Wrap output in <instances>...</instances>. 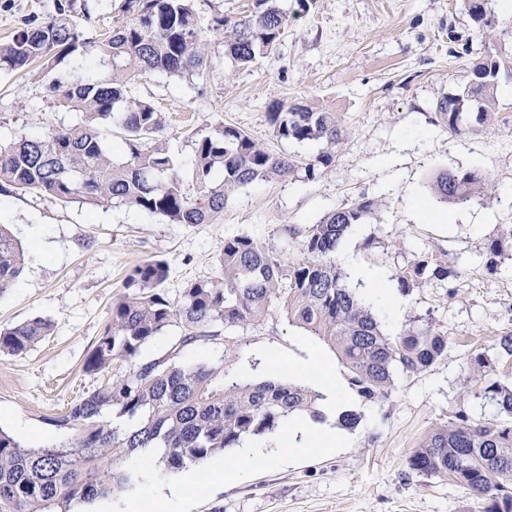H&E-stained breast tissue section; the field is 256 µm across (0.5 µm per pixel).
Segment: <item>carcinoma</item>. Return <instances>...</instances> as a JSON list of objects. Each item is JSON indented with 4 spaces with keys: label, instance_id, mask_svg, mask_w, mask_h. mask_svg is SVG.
I'll return each instance as SVG.
<instances>
[{
    "label": "carcinoma",
    "instance_id": "1",
    "mask_svg": "<svg viewBox=\"0 0 512 512\" xmlns=\"http://www.w3.org/2000/svg\"><path fill=\"white\" fill-rule=\"evenodd\" d=\"M479 24L484 55L463 91L435 106V123L454 134L472 123L490 125L496 116L499 75L512 72L492 36L496 28L489 0H466ZM129 20L104 37H84L75 0H56L55 13L33 18L11 40L0 43V71L22 70L34 62L51 72L76 52L90 55L89 73L54 77L48 96L82 113L74 125L0 144V192L46 193L67 202L77 196L98 205L117 203L170 224H212L229 195L248 184L295 174L291 156H277L243 131L226 126L194 140L197 194L182 187L179 168L160 139L163 116L146 102L126 96L128 83L145 74L203 75L206 34L227 31L224 56L246 68L275 51L288 22L278 0H253L249 14L231 20L219 14L206 21L195 0H124ZM281 140L323 145L305 164L311 179L331 167L344 116L307 104L278 106L268 113ZM123 131V159L106 144L107 127ZM442 202L464 203L483 195V179L472 172L442 171L430 184ZM374 202L360 199L338 206L316 224L282 229L278 248L248 236L224 239L219 274L190 282L172 300L163 285L164 260L154 257L134 267L124 293L112 304L111 320L94 342L84 370L99 374L121 361L125 372L73 401L50 419L63 438L26 448L0 430V512H75L114 492L135 489L142 474L128 466L142 449L158 452L163 470L176 473L205 467L245 437L283 431L285 421L305 413L325 419L322 395L296 379H245L238 369L244 353L242 332L279 318L328 348L347 370L362 398H385L399 374L418 375L448 352V337L428 322L392 336L372 304L347 288L336 260L339 244L372 213ZM298 239L305 257L287 258L288 242ZM24 265V250L0 227V294ZM404 291L449 283L461 273L448 262L417 255L395 267ZM176 335L162 353L145 357L144 348L169 329ZM50 321L36 317L0 328V353L22 355L50 335ZM221 344L217 361L190 359L188 349ZM498 417L470 420L465 410L432 430L412 452L409 468L447 479L487 501L484 512H512V382L483 388Z\"/></svg>",
    "mask_w": 512,
    "mask_h": 512
}]
</instances>
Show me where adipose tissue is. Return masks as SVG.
Here are the masks:
<instances>
[{
	"instance_id": "obj_1",
	"label": "adipose tissue",
	"mask_w": 512,
	"mask_h": 512,
	"mask_svg": "<svg viewBox=\"0 0 512 512\" xmlns=\"http://www.w3.org/2000/svg\"><path fill=\"white\" fill-rule=\"evenodd\" d=\"M294 371L323 394L327 421L316 423L305 416H294L288 419L285 432L274 439L243 441L234 461L236 470H248L256 463L273 457L292 458L312 450L332 451L344 445L345 438L336 428L335 421L346 405L334 368L322 360L313 367L296 365ZM195 483L196 476L190 471L178 473L164 486L144 483L136 496L125 503L123 512H186L184 491Z\"/></svg>"
}]
</instances>
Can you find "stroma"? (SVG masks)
<instances>
[{"label":"stroma","mask_w":512,"mask_h":512,"mask_svg":"<svg viewBox=\"0 0 512 512\" xmlns=\"http://www.w3.org/2000/svg\"><path fill=\"white\" fill-rule=\"evenodd\" d=\"M56 0H0V41L30 18L46 19ZM288 25L276 52L231 69L224 33L208 34L205 79L152 74L133 81L130 96L164 116L161 137L175 155L187 194H196L193 133L238 128L269 151L303 160L312 143L276 138L268 120L278 103H306L342 113L345 132L332 168L315 179L303 173L242 188L213 224H170L160 216L85 199L0 192V224L23 246L41 236L50 255L26 256L20 276L0 295V326L35 317L51 320L50 336L19 356L0 355V428L29 446L55 443L52 417L101 382L123 371L85 374L83 363L110 319L134 266L159 256L168 264L164 288L177 297L186 283L217 276L224 240L249 236L280 246L286 224H313L330 209L366 197L370 218L341 245L356 263L380 270L390 293L403 299L387 332L429 320L448 338L447 355L430 369L401 377L386 399L349 394L360 416L345 447L292 460L269 459L246 474L224 453L218 488H188L191 512H483L484 503L448 480L412 472L408 458L426 434L458 410L484 420L495 406L480 387L503 379L505 367L473 373L476 353L496 358L497 341L512 333V95L498 94L497 119L454 134L434 122L436 102L463 89L474 54L460 38L476 33L465 0H281ZM121 0H76L82 31L93 38L125 22ZM49 80L30 67L0 73V141L38 136L78 122V113L46 100ZM442 170L474 172L491 198L437 202L428 189ZM501 240L504 262L487 271L484 255ZM426 253L454 262L457 282L402 292L394 277L398 254ZM246 354L262 358L267 374L285 376L296 362L329 350L287 323L248 330Z\"/></svg>","instance_id":"obj_1"}]
</instances>
